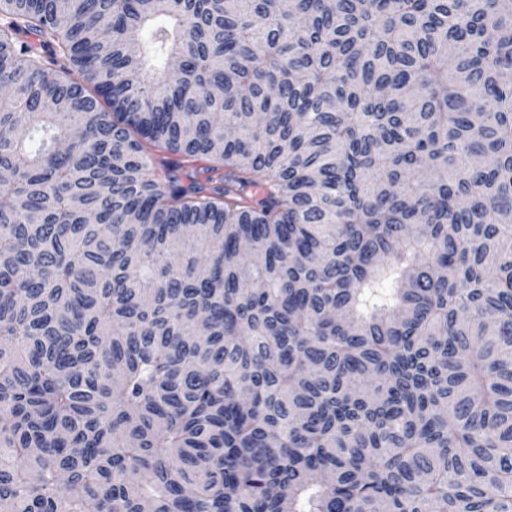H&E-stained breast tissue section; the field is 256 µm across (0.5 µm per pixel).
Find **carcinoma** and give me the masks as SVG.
<instances>
[{"mask_svg": "<svg viewBox=\"0 0 512 512\" xmlns=\"http://www.w3.org/2000/svg\"><path fill=\"white\" fill-rule=\"evenodd\" d=\"M0 82V512H512V0H0Z\"/></svg>", "mask_w": 512, "mask_h": 512, "instance_id": "obj_1", "label": "carcinoma"}]
</instances>
